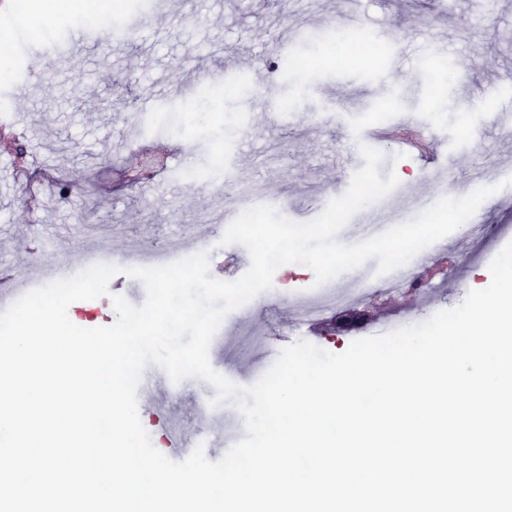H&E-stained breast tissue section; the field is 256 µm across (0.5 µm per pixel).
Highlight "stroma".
I'll list each match as a JSON object with an SVG mask.
<instances>
[{"instance_id":"stroma-1","label":"stroma","mask_w":512,"mask_h":512,"mask_svg":"<svg viewBox=\"0 0 512 512\" xmlns=\"http://www.w3.org/2000/svg\"><path fill=\"white\" fill-rule=\"evenodd\" d=\"M208 17L193 14L190 0H153L126 17L131 41L113 44L103 28L84 19L63 20L39 34L19 32L10 63L22 79H0L15 102L9 121L25 149L31 173L42 175L35 210L17 206L13 153H0V289L27 259H52L59 240L75 226L92 227L110 240L160 247L202 224L210 272L231 281L246 271L242 247L221 245L224 211L252 206L250 187H268L286 218L306 222L348 189L364 161L358 143L370 131L409 126L430 142L426 153L399 152L373 141L384 160L381 176L400 182L370 204L374 224L395 225L400 214L497 186L477 212L442 243L431 244L420 290L390 288L387 304L358 326L343 324L345 310L326 309L313 321L295 317L293 297L313 295V272L280 267L271 289L251 300V318L231 312L223 321L232 336L216 332L209 360L232 377L236 365L250 386L280 351L306 340L332 353L358 338L423 323L459 305L472 275L490 282L489 265L512 242V129L498 119L512 99V0H462L447 13L441 0H363V25L342 19L343 0H212ZM367 38L374 68L360 61L336 68L326 43ZM319 63L293 79L278 65L300 50ZM209 72L206 98L195 96V69ZM138 114L143 129L127 140L124 121ZM123 148L112 152V142ZM234 169L230 195L201 185L221 152ZM70 184L60 197L57 179ZM212 385L190 378L173 394L138 390L141 419L178 421L185 434L206 429L233 440L242 417L229 402L212 414Z\"/></svg>"}]
</instances>
